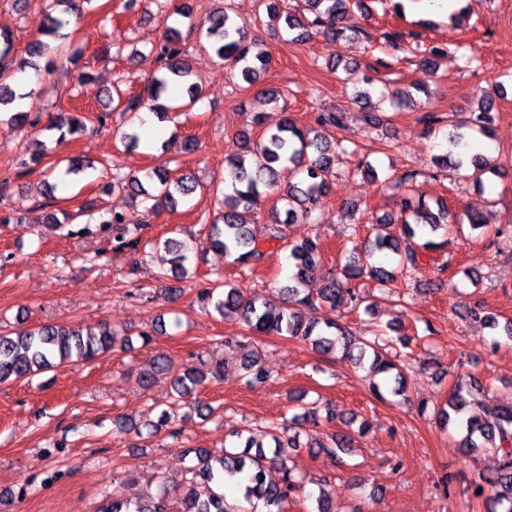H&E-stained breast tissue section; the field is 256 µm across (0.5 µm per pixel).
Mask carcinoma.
<instances>
[{"mask_svg": "<svg viewBox=\"0 0 512 512\" xmlns=\"http://www.w3.org/2000/svg\"><path fill=\"white\" fill-rule=\"evenodd\" d=\"M46 24L42 35L56 37L67 24V16L81 13L80 6L93 0H46ZM307 14L298 16L290 8L279 5L278 0H268L265 10L269 17L284 22L285 30L291 40L304 42L319 34L337 40L343 37L349 27L344 25L347 16L357 10H367L365 0H304ZM199 40L203 47L210 49L215 56L227 63L232 70H239L243 80L253 85L260 74L267 70L271 56L266 51H256L247 41L243 27L236 24L225 8H219L196 25ZM182 33L171 26L165 27L163 41L159 47L151 50L155 54V69L147 87V96H123L117 93L112 99V111L130 117L145 105L152 102V109L159 111L161 118H168V108L157 103L162 94L179 85H188L189 104L200 99L202 90L190 82L192 70L183 56L189 54L181 44ZM0 106L8 105L16 98H30L32 93L16 95L11 85L3 82L11 71H23L32 68L51 74L58 69L56 58L50 56L49 45L40 39L30 41L25 53L28 58L14 61L13 37L0 33ZM447 51L431 46L423 51L421 69L427 77L437 72V58ZM480 110L470 111L453 122L448 131V153L437 160L440 169L448 168L459 177L473 181L478 187H484V176L488 173L500 176L501 167L486 160L481 155H472L470 163H465L461 152L470 148L469 138L478 134L492 136L491 125L494 121L492 96H478ZM11 119L21 126L36 129L41 115L31 109L20 110L11 115ZM102 116L92 119L82 111L70 112L68 116L50 125L60 132V137L77 132H87L88 125L104 123ZM313 128L304 127L286 114L274 128L265 130L263 138L255 143L244 138L247 153L228 161L224 177L223 210L210 220L207 237L208 247L224 252L227 257L245 268L258 264L265 257L262 244L275 240L272 233H262L253 224L243 221V213L259 210L261 199L269 191L278 189L277 167L288 168V172L299 175L298 184H288L282 193L287 201L286 220H308L309 213L320 203L327 187V175L335 165L336 147L328 140L311 136ZM158 181V194L148 191L145 183ZM108 192L125 191L131 197L148 196L153 206L170 207L176 197H186L196 189V182L188 177L171 178L166 167L160 166L140 174L135 171L123 175L112 174L110 182L104 185ZM398 220H389L382 225L387 233H377L368 245L369 256L384 254L391 257V266H369L364 262L351 259L336 266V272H328L322 287L316 294L306 291V286L318 274L323 273L322 262L325 243L320 236L308 237L297 244H288L289 257L293 261V273L287 286L279 289L280 297L274 302L260 295L246 296L229 284L214 283L199 292L203 309L213 307L221 316L235 317L242 321L248 331L259 335H274L285 339H297L310 345L313 350L328 354L337 347L345 349L351 346V334L348 327L332 317L318 319L313 313L319 309L336 308L345 300L358 308L364 298L359 297L351 281L368 274L383 285H393L398 277H410L419 268L420 258L415 249L407 246V241L421 236L425 238L422 248L433 251L440 244L432 236L447 232L448 224L467 220L472 229L482 227V216L469 212L465 218L452 213L448 206L440 201L435 206L421 197L404 195L399 201ZM130 217L122 212H109L101 224H120L123 233L114 237L112 250L121 252L128 247H136L140 238L126 239L125 234L138 231L130 228ZM161 264L170 265L172 277L183 280L189 272L192 257L182 241L167 238L163 241ZM126 344L129 339L118 336L110 326L102 327L97 333L83 334L80 330L62 325H45L38 329H20L11 332L0 331V384L12 379L52 369L68 362L93 360L109 351L117 343ZM372 350L371 367L373 372L384 375L392 382L391 392L402 395L406 390L404 366L387 356L378 340L365 341L360 348L358 361H363L367 350ZM242 369L246 382H264L269 378L268 370L258 358L249 353L244 356ZM173 372L172 384L178 398L187 399L209 379H217L222 365L215 362L204 369L194 365H185L173 369L171 360L162 356L154 362L152 371H142L138 384L145 387L154 372ZM482 383L473 377H461L457 380L453 392L438 409L439 422L446 428L453 427L460 435L459 447L467 457H473L487 449H493L498 455V468L489 478H482L474 484L473 494L493 504L489 512H512V402L501 404L492 409L485 408L482 397ZM287 426L283 425L267 433L273 446H264L247 438L232 448L224 450L217 461L211 459L203 448H193L197 463L192 466L193 477L208 484L206 491L198 493L193 481H188L179 490L181 497L172 498L167 494L147 493L145 498L134 503L114 500L102 505L100 512H246L240 501L263 504L265 512H287L288 505L296 493L302 490L301 483L288 468V449L295 447L291 437L285 436ZM350 438L331 437L330 441L316 440L310 447L317 453L332 460L338 459V451L349 447ZM278 465L282 478L278 482L267 478V468ZM245 477L240 485L242 500H227L224 484L237 476ZM336 493L330 481H324L315 497V512H336L332 494Z\"/></svg>", "mask_w": 512, "mask_h": 512, "instance_id": "obj_1", "label": "carcinoma"}]
</instances>
